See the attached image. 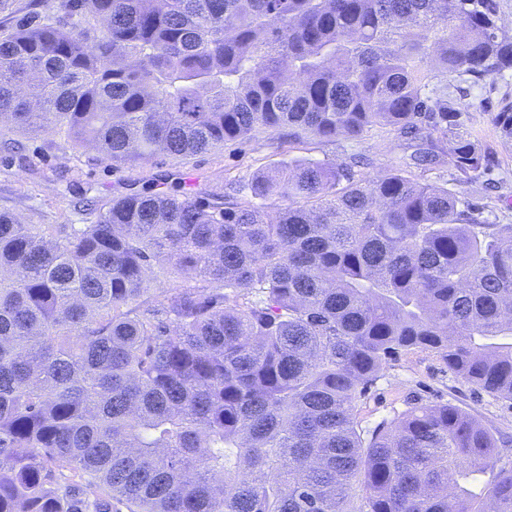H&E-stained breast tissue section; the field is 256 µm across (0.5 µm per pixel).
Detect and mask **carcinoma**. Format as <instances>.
Here are the masks:
<instances>
[{
	"label": "carcinoma",
	"mask_w": 512,
	"mask_h": 512,
	"mask_svg": "<svg viewBox=\"0 0 512 512\" xmlns=\"http://www.w3.org/2000/svg\"><path fill=\"white\" fill-rule=\"evenodd\" d=\"M0 31V123L117 163L275 132L492 171L448 78L512 69L499 0H60ZM512 137V103L493 115ZM288 198L270 218L263 201ZM88 224L0 212V512H512L470 413L355 411L402 351L512 401V224L396 169L300 162ZM164 269L177 284L151 293ZM493 473L481 492L477 476Z\"/></svg>",
	"instance_id": "obj_1"
}]
</instances>
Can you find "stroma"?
<instances>
[{"instance_id":"35a3bbf8","label":"stroma","mask_w":512,"mask_h":512,"mask_svg":"<svg viewBox=\"0 0 512 512\" xmlns=\"http://www.w3.org/2000/svg\"><path fill=\"white\" fill-rule=\"evenodd\" d=\"M512 99V70L456 93V103L469 131L492 153L490 178L460 180L448 157L412 178L447 187L457 197L476 203L490 224H512V139H501L492 123L503 98ZM415 141L385 127L360 138L340 136L332 142L293 141L276 148L271 139L228 142L224 147L188 158L166 155L142 163L119 164L96 149H76L66 137L48 129L32 135L0 127V211L16 213L27 224H84L87 198L103 201L125 192L130 184L152 185L166 177L192 198L223 193L228 181H246L252 174L300 160L350 162L370 159L356 176L369 179L404 167ZM451 403L492 429L500 443L498 468L512 469V401L495 397L449 372L436 354L412 350L390 360L370 395L357 409V419L371 426L414 405Z\"/></svg>"}]
</instances>
